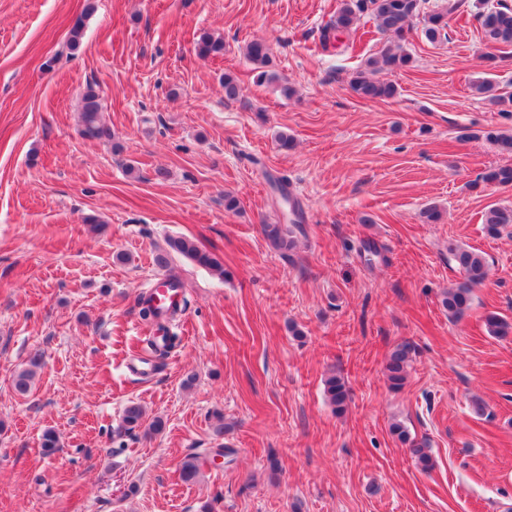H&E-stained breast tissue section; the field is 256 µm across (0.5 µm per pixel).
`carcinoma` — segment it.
Masks as SVG:
<instances>
[{
    "instance_id": "cac0c4a2",
    "label": "carcinoma",
    "mask_w": 512,
    "mask_h": 512,
    "mask_svg": "<svg viewBox=\"0 0 512 512\" xmlns=\"http://www.w3.org/2000/svg\"><path fill=\"white\" fill-rule=\"evenodd\" d=\"M427 0H339L336 14L322 27L321 42L327 45L331 38L341 34L355 35L360 29L364 17L373 21L376 30L388 36L386 44L374 55L368 57L364 66L357 70L351 81V90L361 99L377 100L390 99L397 93L395 85L385 79V75L410 66L413 62L411 54L405 49V35L410 30V22L423 17L422 32L425 38L434 42L446 35L448 18L457 13L459 0H444V4L429 12L425 11ZM481 27L485 39L493 45L512 46V6L499 3V6L480 13ZM198 53L202 57H216L224 54V39L205 35L198 43ZM246 56L255 66L256 79L259 82H275L278 76L270 70L272 64L271 48L262 40H253L246 46ZM478 93L490 101L502 104L512 103V95L496 93L494 85L482 81L475 85ZM100 111L99 95L88 88L83 96L82 121L83 134L90 139H108L110 129L98 119ZM483 181L500 186L512 185V166H501L488 171ZM483 224L488 234L496 235L500 229L512 224V208L492 206L483 214ZM262 233L270 246L276 250H287L292 241L286 237V232L280 224L262 225ZM171 251L179 253L197 264L210 269L219 276H224V264L214 255L201 251L194 240L186 237H175L169 240ZM455 261L463 272V280L448 289L442 297L441 304L453 319L460 318L468 309L474 288L482 284L487 276L485 258L474 250L461 247L451 249ZM140 315L143 320L153 325L156 320H169L175 312L164 313L153 307L145 298L139 299ZM410 346L406 343L397 345L391 352L386 363V375L390 387L398 390L403 387L409 362ZM41 355L33 354L28 361V367L19 370L13 379V388L19 395L30 392L35 369L40 366ZM325 392L328 401L336 407V411L346 409L349 401V391L345 380L336 374L325 380ZM144 410L137 403L129 404L121 418V429L133 433L143 425ZM392 432L399 440L408 446L412 457L423 470L433 466L432 457L425 443L411 438L408 430L400 423L391 425ZM205 461L197 454L186 456L181 462V478L186 482H195L201 475Z\"/></svg>"
}]
</instances>
